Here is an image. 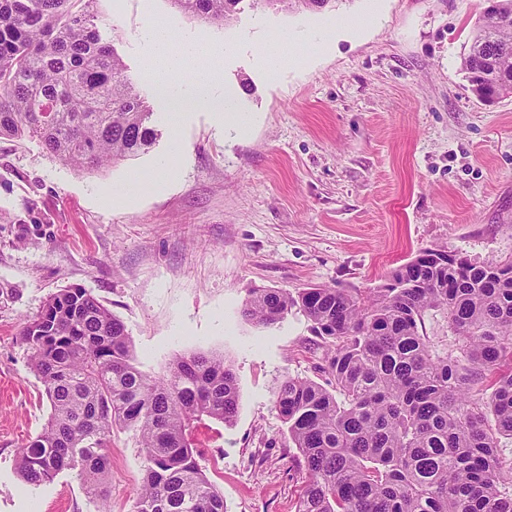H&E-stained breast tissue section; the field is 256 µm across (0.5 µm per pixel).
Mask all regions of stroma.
<instances>
[{"instance_id": "1", "label": "stroma", "mask_w": 512, "mask_h": 512, "mask_svg": "<svg viewBox=\"0 0 512 512\" xmlns=\"http://www.w3.org/2000/svg\"><path fill=\"white\" fill-rule=\"evenodd\" d=\"M369 5L220 26L169 0H97L156 136L132 159L82 172L38 140L0 138V512H96L76 471L33 486L17 470L50 413L20 331L60 289H86L124 323L147 377L179 355H223L238 411L200 426L198 462L226 512H294L305 473L276 393L289 376L324 382L326 347L299 310L266 329L245 320L251 291L364 295L424 248L512 256V95L481 100L461 69L487 0H382L375 16ZM154 17L235 44L224 82L255 116L246 134L226 135L205 106L179 118L156 109ZM356 20L363 33L341 37ZM263 27L288 30L302 59L275 79L251 50ZM111 452L108 505L131 512L145 452L129 430L113 431Z\"/></svg>"}]
</instances>
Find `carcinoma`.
I'll list each match as a JSON object with an SVG mask.
<instances>
[{"instance_id": "1", "label": "carcinoma", "mask_w": 512, "mask_h": 512, "mask_svg": "<svg viewBox=\"0 0 512 512\" xmlns=\"http://www.w3.org/2000/svg\"><path fill=\"white\" fill-rule=\"evenodd\" d=\"M97 0H0V137L36 138L77 171L118 163L155 130ZM333 0H171L227 25L246 11L322 10ZM462 70L475 93L512 94V0H491ZM297 308L329 352L328 386L288 377L276 409L307 480L295 512H512V257L482 267L427 248L368 295L319 286L257 288L243 317L270 328ZM442 311L458 338L440 355L422 332ZM21 339L51 415L18 453L38 486L78 469L107 506L112 431L135 432L147 468L133 512H224L203 473L196 432L230 423L239 391L219 355L175 358L151 380L133 363L123 322L84 288L52 294Z\"/></svg>"}]
</instances>
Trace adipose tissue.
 Instances as JSON below:
<instances>
[{
  "label": "adipose tissue",
  "mask_w": 512,
  "mask_h": 512,
  "mask_svg": "<svg viewBox=\"0 0 512 512\" xmlns=\"http://www.w3.org/2000/svg\"><path fill=\"white\" fill-rule=\"evenodd\" d=\"M148 29L149 76L159 89L160 105L168 110L208 105L223 120L225 133L239 136L248 131L250 114L241 108L236 91L224 85V60L231 46L176 37L155 20ZM291 46L287 33H264L254 47L255 60L270 77H278L297 63Z\"/></svg>",
  "instance_id": "ef3b65f1"
}]
</instances>
